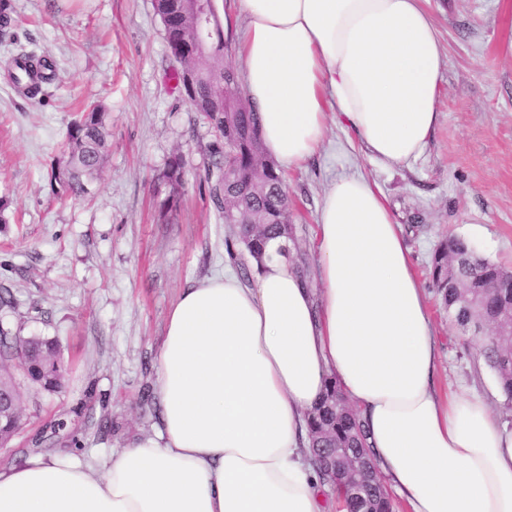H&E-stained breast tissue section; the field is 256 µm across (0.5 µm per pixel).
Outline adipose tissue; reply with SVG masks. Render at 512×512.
Listing matches in <instances>:
<instances>
[{"label":"adipose tissue","instance_id":"ef3b65f1","mask_svg":"<svg viewBox=\"0 0 512 512\" xmlns=\"http://www.w3.org/2000/svg\"><path fill=\"white\" fill-rule=\"evenodd\" d=\"M425 0H238L244 93L285 171L328 117L403 164L439 118L442 44ZM270 242L251 283L224 274L172 305L154 433L99 464L0 470V512H336L307 453V414L336 381L406 512H512V430L478 395L436 388L438 346L402 230L375 183L342 175L317 214L309 283Z\"/></svg>","mask_w":512,"mask_h":512}]
</instances>
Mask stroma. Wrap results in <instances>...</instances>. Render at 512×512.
Instances as JSON below:
<instances>
[{
    "instance_id": "stroma-1",
    "label": "stroma",
    "mask_w": 512,
    "mask_h": 512,
    "mask_svg": "<svg viewBox=\"0 0 512 512\" xmlns=\"http://www.w3.org/2000/svg\"><path fill=\"white\" fill-rule=\"evenodd\" d=\"M10 36L0 38V290L17 306L0 322L24 336L58 339L64 385L47 393L8 359L22 393L19 429L0 446V468L40 455L105 461L159 424L157 351L168 311L195 282L239 273L227 254L230 229L204 181L210 128L169 75L170 54L153 0H12ZM444 57L439 122L418 159L387 165L356 133L329 122L324 145L285 173L294 237L289 256L316 266V212L337 176L375 182L400 224L430 307L439 351L438 389H473L499 425L512 407L475 339L449 320L429 275L445 236L512 267V0H429ZM52 65L27 96L16 57ZM107 111L110 147L83 199H58L52 172L83 105ZM181 152L184 184L163 177Z\"/></svg>"
}]
</instances>
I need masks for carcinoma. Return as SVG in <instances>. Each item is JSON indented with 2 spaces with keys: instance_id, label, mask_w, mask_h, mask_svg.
<instances>
[{
  "instance_id": "1",
  "label": "carcinoma",
  "mask_w": 512,
  "mask_h": 512,
  "mask_svg": "<svg viewBox=\"0 0 512 512\" xmlns=\"http://www.w3.org/2000/svg\"><path fill=\"white\" fill-rule=\"evenodd\" d=\"M155 10L171 53L198 38L195 18L183 12L182 0H157ZM210 33V56H182L184 64L200 74L190 108L200 113L215 133L205 181L224 223L236 225V241L259 261L270 238L293 237L288 193L282 175L264 155L258 112L224 96V81H235L237 76L224 68L228 43L216 17ZM104 115L101 106H89L68 127L63 142L64 170L52 173L63 194L73 198L87 195L88 183L101 169L108 148ZM163 176L173 186L182 185L180 153L170 157ZM430 277L443 306L463 333L487 328L480 336L482 355L511 402L512 274L507 267L478 256L467 240L450 236L434 252ZM14 355L32 366L33 384L48 392L62 387L57 340L12 335L0 329V358ZM338 395L336 382H330L323 400L307 418L310 447L318 461L317 475L326 480V474L335 467V453L342 452L344 460L355 465L357 478L355 485L340 491L346 512H390L392 504L384 484L373 478L376 468L369 460L365 427L356 411Z\"/></svg>"
}]
</instances>
